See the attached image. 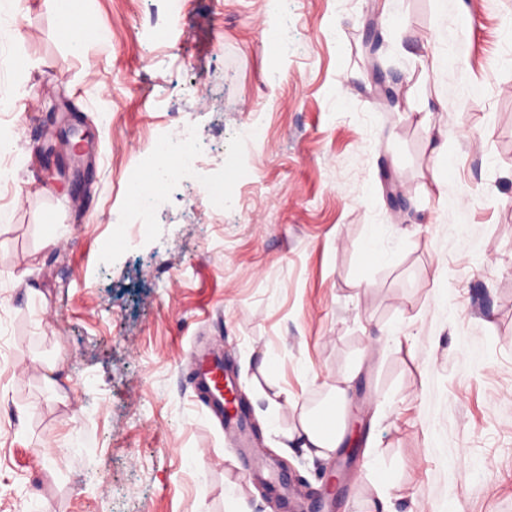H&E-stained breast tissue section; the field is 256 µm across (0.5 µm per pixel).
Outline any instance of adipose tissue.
Listing matches in <instances>:
<instances>
[{
    "label": "adipose tissue",
    "instance_id": "1",
    "mask_svg": "<svg viewBox=\"0 0 512 512\" xmlns=\"http://www.w3.org/2000/svg\"><path fill=\"white\" fill-rule=\"evenodd\" d=\"M349 402L348 387L335 386L320 407L301 409L295 425L288 431L289 439L301 443L310 454L328 457L345 441L344 417Z\"/></svg>",
    "mask_w": 512,
    "mask_h": 512
}]
</instances>
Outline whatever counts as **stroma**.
<instances>
[{
  "instance_id": "1",
  "label": "stroma",
  "mask_w": 512,
  "mask_h": 512,
  "mask_svg": "<svg viewBox=\"0 0 512 512\" xmlns=\"http://www.w3.org/2000/svg\"><path fill=\"white\" fill-rule=\"evenodd\" d=\"M76 28L102 37L74 54L52 0L0 19V96L29 104L0 115V512H281L255 470L283 462L316 502L336 460L284 433L352 369L334 512H512V0H83ZM181 123L223 217L179 182L113 223ZM166 204V195L164 191L152 192L147 197L135 201V209L138 213V220L136 223L125 222V215L118 214L112 217L116 224H142L148 226L151 224V219L155 211L164 207ZM193 363V382L199 397L216 414L224 415V389H229L239 398V394L225 377L224 360L209 352L198 351L193 354Z\"/></svg>"
}]
</instances>
